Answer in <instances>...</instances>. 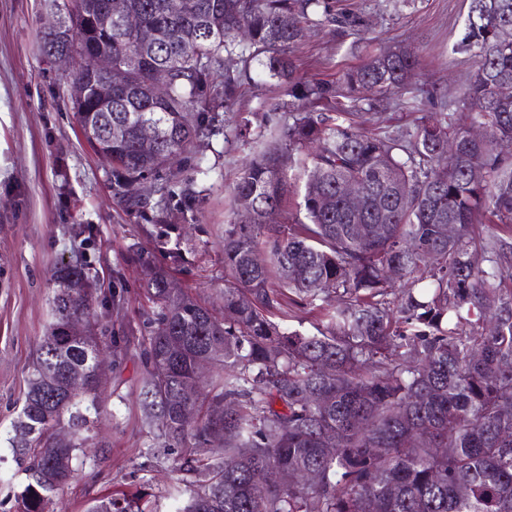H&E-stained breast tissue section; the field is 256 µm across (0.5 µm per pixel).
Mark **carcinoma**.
Returning a JSON list of instances; mask_svg holds the SVG:
<instances>
[{
  "label": "carcinoma",
  "mask_w": 512,
  "mask_h": 512,
  "mask_svg": "<svg viewBox=\"0 0 512 512\" xmlns=\"http://www.w3.org/2000/svg\"><path fill=\"white\" fill-rule=\"evenodd\" d=\"M64 20L47 46L112 54L126 81L112 108L88 92L100 77L85 59L70 99L81 132L112 153L114 192L131 209L161 189L148 183L203 134L209 118L231 111L258 80L288 85L292 123L255 154L232 194L224 225V316L182 288L154 252L129 246L153 268L143 291L154 305L141 338L151 401L146 420L182 473L176 512H512V296L496 279L512 236V0H469L454 50L473 54L475 72L448 113L427 111L408 139L363 128L411 86L419 55L411 47L370 54L334 81L297 77L295 50L308 30L342 34L364 26L339 0H112V31L90 21L95 0H53ZM134 14L139 25L124 28ZM169 73L155 98L152 72ZM144 123L161 132L141 145ZM485 126L472 141L466 128ZM117 133L107 137L108 127ZM309 151L301 190L304 219L277 224L290 191L291 156ZM481 170L473 180L470 168ZM365 190L356 214L338 192ZM253 210L250 223L238 215ZM483 249L473 246L481 215ZM388 223L359 241L351 224ZM147 221L161 244L177 229L164 197ZM456 225L448 243L443 225ZM417 250L402 249L406 240ZM53 276V322L42 337L11 448L27 476L15 512H49L52 495L88 455L104 381L97 358L122 365L128 328L106 336L112 311L126 304L120 274L104 293L91 274L87 241ZM414 285L394 294V283ZM319 313L316 334L288 330L286 307ZM213 374L194 391L196 365ZM324 397L329 406L317 404ZM196 416L182 421V410ZM222 416H216V413ZM185 452L173 455L174 449ZM314 468L309 487L283 485L282 472ZM88 512H145L122 491Z\"/></svg>",
  "instance_id": "obj_1"
}]
</instances>
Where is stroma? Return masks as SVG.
<instances>
[{
    "instance_id": "stroma-1",
    "label": "stroma",
    "mask_w": 512,
    "mask_h": 512,
    "mask_svg": "<svg viewBox=\"0 0 512 512\" xmlns=\"http://www.w3.org/2000/svg\"><path fill=\"white\" fill-rule=\"evenodd\" d=\"M361 12V31L311 32L297 51L298 73L333 80L369 54L402 43L420 55L417 100L389 105L376 118L379 132H413L420 111L450 101L475 69L470 54L455 51L464 30L466 0H343ZM61 17L52 0H0V512H13L27 479L9 439L20 415L36 347L52 321V272L79 247L71 230L90 225L89 258L101 288L122 274L128 303L118 321L141 326L150 302L140 293L141 271L132 243L152 249L150 223L112 191V170L86 143L68 89L72 66L50 62L40 46ZM285 85L247 87L233 111L220 113L211 134L162 170L157 183L188 247L176 274L201 302L221 310L224 222L244 164L272 144L291 118ZM247 135H240L242 119ZM140 336H131L123 365L110 372L109 396L98 426L108 440L94 460L55 499L59 512H86L92 498L112 490L140 491L151 512H173L178 475L170 463L146 465L144 452L162 444L144 423L145 385Z\"/></svg>"
}]
</instances>
